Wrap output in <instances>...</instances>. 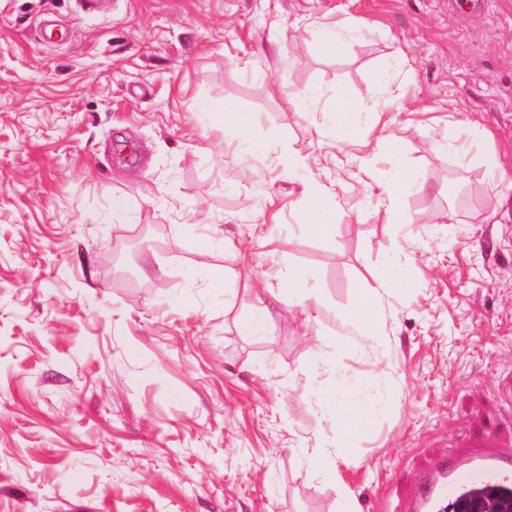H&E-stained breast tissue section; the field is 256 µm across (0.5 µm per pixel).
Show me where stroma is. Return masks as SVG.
Returning <instances> with one entry per match:
<instances>
[{"mask_svg": "<svg viewBox=\"0 0 512 512\" xmlns=\"http://www.w3.org/2000/svg\"><path fill=\"white\" fill-rule=\"evenodd\" d=\"M97 4L0 0V512H393L439 457L512 448V0ZM389 266L413 286L366 342ZM340 401L373 417L329 473ZM361 106L353 103L349 98H343L336 107L334 113V124L339 139H349L354 133V126L351 120L353 112L359 111ZM208 117L212 124L224 126L226 132H231L238 140V145L244 148H254V124L249 113L238 112L227 104L213 103L209 106ZM308 200L304 224L311 234L321 235L329 224L334 205H328L327 201L318 194L310 195ZM377 290L359 289L352 311V320L361 326L365 336H376L378 332L381 297Z\"/></svg>", "mask_w": 512, "mask_h": 512, "instance_id": "stroma-1", "label": "stroma"}]
</instances>
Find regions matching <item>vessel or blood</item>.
Segmentation results:
<instances>
[{
  "mask_svg": "<svg viewBox=\"0 0 512 512\" xmlns=\"http://www.w3.org/2000/svg\"><path fill=\"white\" fill-rule=\"evenodd\" d=\"M478 482L512 488V451H478L464 461L441 459L435 473L417 482L408 512H447L462 490Z\"/></svg>",
  "mask_w": 512,
  "mask_h": 512,
  "instance_id": "obj_1",
  "label": "vessel or blood"
}]
</instances>
